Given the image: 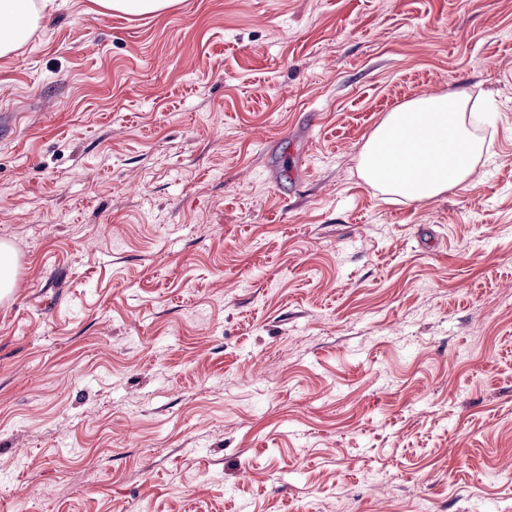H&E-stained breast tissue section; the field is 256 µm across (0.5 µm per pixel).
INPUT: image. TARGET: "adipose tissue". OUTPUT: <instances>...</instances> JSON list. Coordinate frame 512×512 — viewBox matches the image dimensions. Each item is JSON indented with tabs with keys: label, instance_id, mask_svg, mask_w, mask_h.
<instances>
[{
	"label": "adipose tissue",
	"instance_id": "ef3b65f1",
	"mask_svg": "<svg viewBox=\"0 0 512 512\" xmlns=\"http://www.w3.org/2000/svg\"><path fill=\"white\" fill-rule=\"evenodd\" d=\"M41 14L33 0H0V56L23 45ZM463 90L402 103L374 128L359 154L358 172L384 195L430 201L476 181V159L486 150L469 126L490 120Z\"/></svg>",
	"mask_w": 512,
	"mask_h": 512
}]
</instances>
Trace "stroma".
Listing matches in <instances>:
<instances>
[{"instance_id": "stroma-1", "label": "stroma", "mask_w": 512, "mask_h": 512, "mask_svg": "<svg viewBox=\"0 0 512 512\" xmlns=\"http://www.w3.org/2000/svg\"><path fill=\"white\" fill-rule=\"evenodd\" d=\"M33 2L0 512H512V0ZM462 88L497 114L475 185L359 177ZM105 9L131 15L160 13L177 3V0H97Z\"/></svg>"}]
</instances>
